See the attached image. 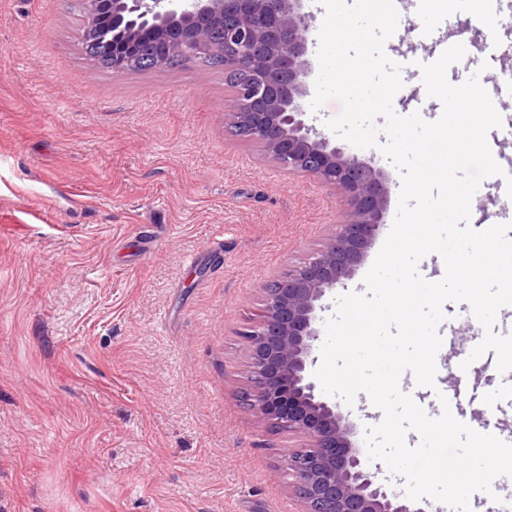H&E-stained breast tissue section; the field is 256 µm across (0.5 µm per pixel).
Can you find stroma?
Wrapping results in <instances>:
<instances>
[{"label": "stroma", "instance_id": "obj_1", "mask_svg": "<svg viewBox=\"0 0 512 512\" xmlns=\"http://www.w3.org/2000/svg\"><path fill=\"white\" fill-rule=\"evenodd\" d=\"M82 3L0 0V512H301L280 465L287 432L241 400L245 335L260 285L322 249L347 203L225 128L223 70L95 67ZM460 42L451 84L512 81L497 15L418 0L385 44L402 66L397 114L441 112L406 62ZM378 145L357 155L389 204L351 292L398 205ZM446 307L467 335L443 355L459 417L482 410L512 429V408L476 398L503 381L496 364L457 368L479 341L470 306ZM339 410L364 451L382 410L364 393Z\"/></svg>", "mask_w": 512, "mask_h": 512}]
</instances>
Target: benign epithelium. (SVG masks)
Listing matches in <instances>:
<instances>
[{
    "instance_id": "obj_1",
    "label": "benign epithelium",
    "mask_w": 512,
    "mask_h": 512,
    "mask_svg": "<svg viewBox=\"0 0 512 512\" xmlns=\"http://www.w3.org/2000/svg\"><path fill=\"white\" fill-rule=\"evenodd\" d=\"M90 31L123 35L113 67L144 59L184 63L216 51L238 81L224 124L262 143L280 167L310 174L348 202L342 224L315 256L264 283V310L246 334L247 406L299 442L281 457L303 512H423L377 481L352 448L336 404L309 380L318 303L343 287L381 226L389 186L380 171L306 124L308 33L302 0H92Z\"/></svg>"
}]
</instances>
